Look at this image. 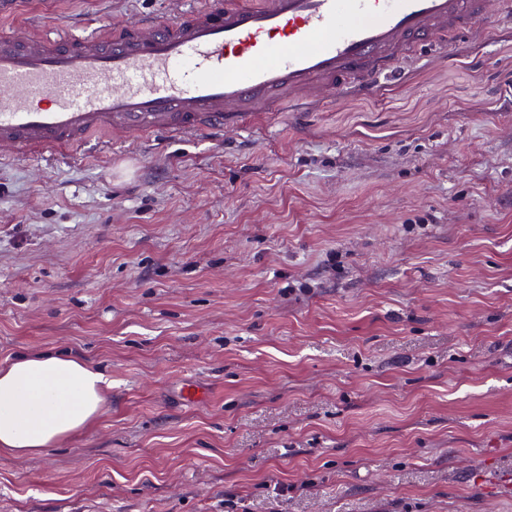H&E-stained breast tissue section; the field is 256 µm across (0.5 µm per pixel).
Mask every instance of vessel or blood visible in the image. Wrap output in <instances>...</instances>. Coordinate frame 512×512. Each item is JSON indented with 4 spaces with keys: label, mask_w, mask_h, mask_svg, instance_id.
Returning <instances> with one entry per match:
<instances>
[{
    "label": "vessel or blood",
    "mask_w": 512,
    "mask_h": 512,
    "mask_svg": "<svg viewBox=\"0 0 512 512\" xmlns=\"http://www.w3.org/2000/svg\"><path fill=\"white\" fill-rule=\"evenodd\" d=\"M491 0H190L175 18L0 33V157L96 135L244 128L349 81L372 89L419 48L501 21Z\"/></svg>",
    "instance_id": "1"
}]
</instances>
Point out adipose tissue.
Instances as JSON below:
<instances>
[{
    "mask_svg": "<svg viewBox=\"0 0 512 512\" xmlns=\"http://www.w3.org/2000/svg\"><path fill=\"white\" fill-rule=\"evenodd\" d=\"M111 387L104 369L68 352L16 356L0 366V453L23 457L77 438Z\"/></svg>",
    "mask_w": 512,
    "mask_h": 512,
    "instance_id": "obj_1",
    "label": "adipose tissue"
}]
</instances>
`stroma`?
<instances>
[{
	"label": "stroma",
	"mask_w": 512,
	"mask_h": 512,
	"mask_svg": "<svg viewBox=\"0 0 512 512\" xmlns=\"http://www.w3.org/2000/svg\"><path fill=\"white\" fill-rule=\"evenodd\" d=\"M448 51L219 141L0 158V364L112 377L88 432L0 455V512H512V26Z\"/></svg>",
	"instance_id": "35a3bbf8"
}]
</instances>
